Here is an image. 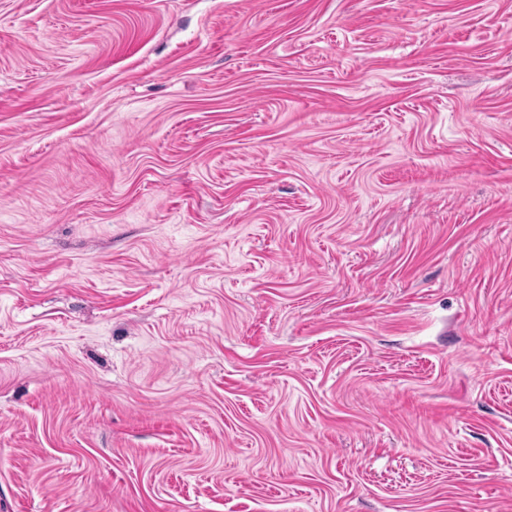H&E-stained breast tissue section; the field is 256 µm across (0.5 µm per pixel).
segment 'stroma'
<instances>
[{"label":"stroma","instance_id":"stroma-1","mask_svg":"<svg viewBox=\"0 0 512 512\" xmlns=\"http://www.w3.org/2000/svg\"><path fill=\"white\" fill-rule=\"evenodd\" d=\"M0 512H512V0H0Z\"/></svg>","mask_w":512,"mask_h":512}]
</instances>
